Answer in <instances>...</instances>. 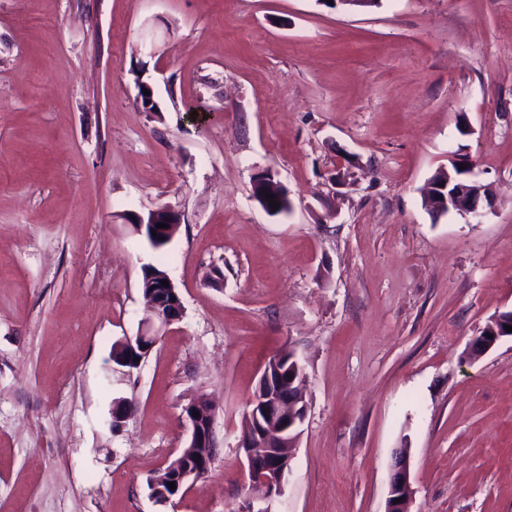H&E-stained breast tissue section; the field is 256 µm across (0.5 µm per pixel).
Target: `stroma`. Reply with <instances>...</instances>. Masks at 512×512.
<instances>
[{
    "label": "stroma",
    "instance_id": "stroma-1",
    "mask_svg": "<svg viewBox=\"0 0 512 512\" xmlns=\"http://www.w3.org/2000/svg\"><path fill=\"white\" fill-rule=\"evenodd\" d=\"M454 159L493 189L482 223L423 205ZM160 206L183 221L155 250L124 215ZM149 263L183 314L117 371ZM510 310L512 0H0V512H243L284 348L308 410L273 512H385L401 448L410 512H512V338L470 354ZM199 398L211 468L157 504Z\"/></svg>",
    "mask_w": 512,
    "mask_h": 512
}]
</instances>
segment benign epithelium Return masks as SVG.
Masks as SVG:
<instances>
[{"label":"benign epithelium","instance_id":"1","mask_svg":"<svg viewBox=\"0 0 512 512\" xmlns=\"http://www.w3.org/2000/svg\"><path fill=\"white\" fill-rule=\"evenodd\" d=\"M454 172H445L444 185H430L425 196V204L437 215L454 211L479 224L487 210L493 207V193L489 186L467 177L470 170L460 168L452 163ZM138 225L141 236L157 249L161 243H169L168 231L157 228V224H179L181 214L168 208L158 207L143 218L133 220ZM177 312H169L162 298L146 305L145 315L140 322L136 337H126L123 342L140 346L139 352L151 351L170 325L182 317V305L176 303ZM276 363H271L261 373L260 382L254 397L250 400L247 412L257 421L253 433L241 439L240 449L243 451V474L248 489L247 512H272L270 503L274 496L282 492L287 475L291 471L292 448L301 434L303 421L291 426H275L281 419L288 405L276 392L281 384V375ZM183 416L189 424L190 435L188 447H208L212 437L211 425H206L198 417L193 416V409L186 406ZM166 482L175 483V489L167 490L164 486L154 483L151 498L158 504L165 505L197 484L196 469L193 465L174 462L167 469ZM411 494L409 457L401 455L396 458L389 485L386 512H408L407 504ZM401 502H395V499Z\"/></svg>","mask_w":512,"mask_h":512}]
</instances>
